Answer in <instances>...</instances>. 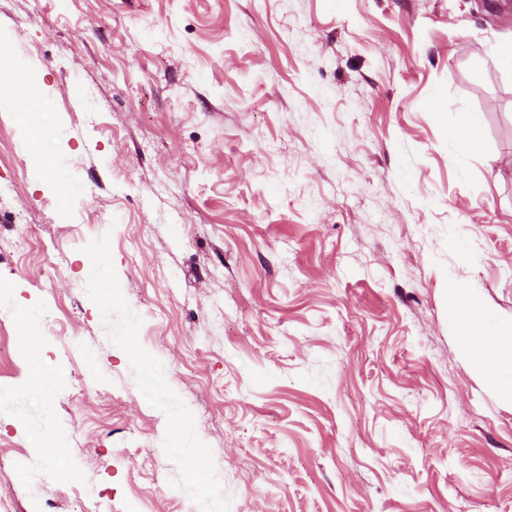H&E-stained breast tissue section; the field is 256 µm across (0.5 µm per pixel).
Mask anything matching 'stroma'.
Returning a JSON list of instances; mask_svg holds the SVG:
<instances>
[{
  "label": "stroma",
  "instance_id": "obj_1",
  "mask_svg": "<svg viewBox=\"0 0 512 512\" xmlns=\"http://www.w3.org/2000/svg\"><path fill=\"white\" fill-rule=\"evenodd\" d=\"M511 37L512 0H0V88L52 100L33 145L0 106V512H512L448 314L512 320ZM480 136V126L476 115H471L464 123L448 129V143L458 150L474 148Z\"/></svg>",
  "mask_w": 512,
  "mask_h": 512
}]
</instances>
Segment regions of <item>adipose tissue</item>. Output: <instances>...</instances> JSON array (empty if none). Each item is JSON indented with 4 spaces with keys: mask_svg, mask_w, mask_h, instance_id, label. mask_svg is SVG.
Returning a JSON list of instances; mask_svg holds the SVG:
<instances>
[{
    "mask_svg": "<svg viewBox=\"0 0 512 512\" xmlns=\"http://www.w3.org/2000/svg\"><path fill=\"white\" fill-rule=\"evenodd\" d=\"M9 96L24 101L21 123L28 140L38 142L41 127L33 116L50 110V99L32 85L23 70L14 72ZM448 313L457 353L498 395L502 405L512 408V320H494L476 295L453 285L448 288Z\"/></svg>",
    "mask_w": 512,
    "mask_h": 512,
    "instance_id": "ef3b65f1",
    "label": "adipose tissue"
}]
</instances>
